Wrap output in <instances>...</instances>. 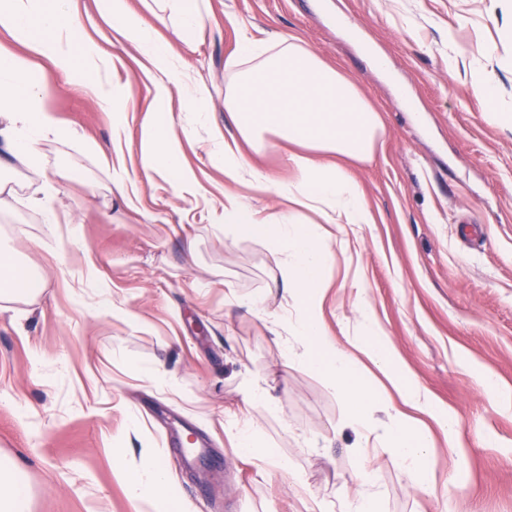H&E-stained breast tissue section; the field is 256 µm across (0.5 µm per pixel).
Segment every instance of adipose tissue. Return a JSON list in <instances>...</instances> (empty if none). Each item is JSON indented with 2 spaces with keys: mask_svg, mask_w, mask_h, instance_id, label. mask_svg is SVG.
<instances>
[{
  "mask_svg": "<svg viewBox=\"0 0 512 512\" xmlns=\"http://www.w3.org/2000/svg\"><path fill=\"white\" fill-rule=\"evenodd\" d=\"M42 3L0 0V28L20 37L36 18L44 28L61 33V40L48 46L34 45V52L49 54L56 68L72 72L100 104L111 103L117 88L102 82L91 68H72L82 51L72 35L77 22L74 0H56L51 9L43 8ZM101 3L122 40L140 51L145 75L156 91L153 121L143 129L144 167L163 176L179 195L198 194L196 175L182 161L178 121L166 111L165 103L175 91L189 107L200 109L207 93L205 82L179 65L176 52L156 37L155 25L138 20L128 0ZM164 3L167 11L156 14L155 24L165 23L167 15L177 16L189 38L205 27L211 14L209 0ZM489 55L484 47L471 52L467 60L470 86L476 95L492 102L495 120L512 124V100L502 98L497 79L486 65ZM224 68L228 74L224 126L209 131L211 141L222 146L218 162L229 185L217 221L268 247L295 308L269 310L263 293L250 296L247 304L273 336L293 337L300 359L323 376L339 399L351 405L347 426L364 427L362 412L373 400L366 388L355 382L359 374L355 358L330 336L324 324L323 272L331 254L316 228L302 223L300 215L310 211L328 224L369 223L370 214L359 186L339 161L347 158L364 162L372 158L384 132L380 115L351 79L293 35L242 38ZM39 89L34 70L20 56L1 48L0 158L42 174L43 144L73 140L77 133L43 108ZM126 141V126L117 120L112 124L111 150H103L89 140L84 147L108 172L121 204L136 212L140 209V189L121 159ZM243 142L256 150L272 143L289 145L290 177L280 180L253 165L239 149ZM242 181L274 192L283 200L284 209L273 220L258 219L231 190L233 184ZM53 191L51 179L45 178L38 193L27 200L45 226L38 246L49 253L58 248L56 215L51 207ZM384 435L403 472L419 474L426 469L431 446L428 434L410 428L403 416L395 414ZM161 458V449L145 448L139 461L119 470L132 512H159L163 503L173 512H198L196 505L177 496Z\"/></svg>",
  "mask_w": 512,
  "mask_h": 512,
  "instance_id": "1",
  "label": "adipose tissue"
}]
</instances>
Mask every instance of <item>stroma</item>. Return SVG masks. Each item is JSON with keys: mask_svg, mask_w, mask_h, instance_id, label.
<instances>
[{"mask_svg": "<svg viewBox=\"0 0 512 512\" xmlns=\"http://www.w3.org/2000/svg\"><path fill=\"white\" fill-rule=\"evenodd\" d=\"M211 16L192 43L173 22L159 27L184 64L205 79L206 121L179 93L169 107L186 133L185 163L200 194L180 198L141 164L142 126L154 90L141 55L122 43L97 0H82L75 31L91 61L123 93L102 106L66 74L0 29V46L42 71L44 105L83 138L112 146V121H128L124 163L141 190L142 213L113 202L109 178L73 141L44 145L47 173H66L56 207L61 225L83 237L64 241L59 257L39 249L43 225L23 200L38 184L33 171L13 173L15 199L0 210V251L11 253L40 283L31 300H0V460L21 467L30 512H132L117 471L143 446L163 451L179 497L199 512H342L345 494L374 497L375 512H512V402L484 390L481 374L512 392V127L491 120L490 105L469 88L463 66L488 44L501 93L512 98V27L494 20L491 0H210ZM268 33L306 41L365 94L384 137L370 161L353 165L371 223L343 230L311 212L334 255L324 271L323 315L335 340L357 352L364 316L385 331L413 385L433 403L407 404L369 359L362 377L374 395L366 460L339 423L349 410L327 382L273 339L252 311L226 301L272 291L284 302L275 260L259 239L214 225L224 173L210 160L209 128L224 123V61L243 37ZM386 70L375 64L376 55ZM459 64L449 69V56ZM94 265L112 289L113 309L99 306L82 279ZM45 355L33 368L34 352ZM174 374L176 391L140 379L137 367ZM265 378L278 412L246 408L245 379ZM397 409L431 437L427 478L416 487L376 444ZM458 422L449 436L438 419ZM259 430L285 470L261 477L259 462L236 447L230 419ZM205 439L210 457L184 470L172 434ZM367 465L374 485L360 487Z\"/></svg>", "mask_w": 512, "mask_h": 512, "instance_id": "obj_1", "label": "stroma"}]
</instances>
